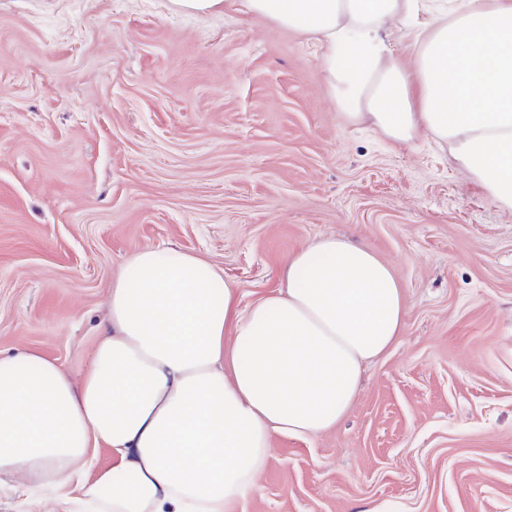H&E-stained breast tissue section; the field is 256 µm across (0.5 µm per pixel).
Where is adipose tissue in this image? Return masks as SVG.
<instances>
[{
    "mask_svg": "<svg viewBox=\"0 0 512 512\" xmlns=\"http://www.w3.org/2000/svg\"><path fill=\"white\" fill-rule=\"evenodd\" d=\"M309 35L348 121L397 144L427 133L512 212V0H240ZM414 26L415 59L387 25ZM242 305L210 261L146 248L123 266L81 382L52 360L0 358V479L53 499L72 481L96 512H235L279 433L315 437L353 408L365 366L403 328L393 269L344 236L293 253ZM112 464L85 480L89 453ZM391 44H393L395 55L404 65L411 66L414 60V48L412 46V35H406L407 29L400 24L392 26Z\"/></svg>",
    "mask_w": 512,
    "mask_h": 512,
    "instance_id": "adipose-tissue-1",
    "label": "adipose tissue"
}]
</instances>
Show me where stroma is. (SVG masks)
Here are the masks:
<instances>
[{
	"label": "stroma",
	"mask_w": 512,
	"mask_h": 512,
	"mask_svg": "<svg viewBox=\"0 0 512 512\" xmlns=\"http://www.w3.org/2000/svg\"><path fill=\"white\" fill-rule=\"evenodd\" d=\"M345 235L387 262L403 330L350 413L273 435L238 512H512V213L423 135L341 114L307 35L172 0H0V357L90 366L144 248L218 265L252 302ZM21 478L0 512H74Z\"/></svg>",
	"instance_id": "1"
}]
</instances>
